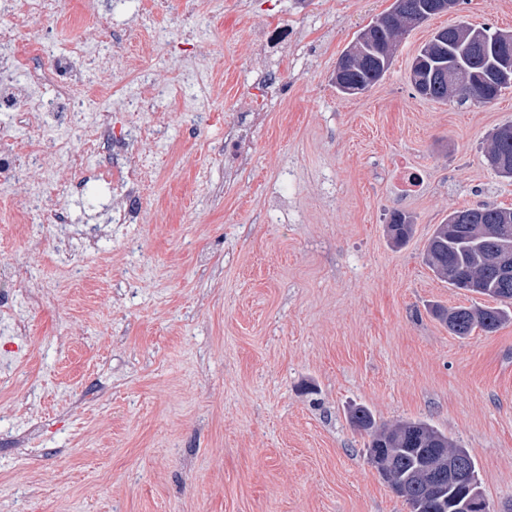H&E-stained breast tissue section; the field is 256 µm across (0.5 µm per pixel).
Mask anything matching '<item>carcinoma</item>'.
I'll return each instance as SVG.
<instances>
[{
  "label": "carcinoma",
  "mask_w": 512,
  "mask_h": 512,
  "mask_svg": "<svg viewBox=\"0 0 512 512\" xmlns=\"http://www.w3.org/2000/svg\"><path fill=\"white\" fill-rule=\"evenodd\" d=\"M384 25L373 31L372 36L362 32L355 44H366L351 64L343 84L336 90L343 95L352 94L356 88L368 89L386 74L383 61L375 51L377 41L394 43L407 31V20L391 10L380 15ZM472 24L461 20L440 30V38L431 39L421 51L430 56L429 70L424 74L431 86L429 99L448 100V88L439 83L444 71L453 67L460 73L488 72L498 57L496 34L500 30L483 26L487 40L479 55L463 51L458 44L457 30L470 28ZM501 88L487 80L463 90L460 99L477 104H487L497 98ZM502 154L512 157V140L492 135L487 151L488 161ZM502 208L477 206L474 208L475 223L450 224L448 221L436 225L424 253L425 262L432 272L460 288L462 283H474L483 288L482 295L493 298L499 306L471 305L451 309L441 308L437 316H446L445 324L458 337H466L480 328L487 333L497 331L512 320V279L503 283L494 275L486 273L481 265L483 253L496 245L499 237L512 238V224L500 227L498 213ZM389 237L401 244L412 233V224L403 214L396 213L386 225ZM351 424L367 433V452H379L387 460L388 468L380 475L397 496L403 498L409 512H468L464 508L469 500L486 502L481 488L477 462L470 452L448 439L443 432L424 420H410L392 426L377 424L371 410L365 406L353 408L349 416ZM437 455L450 460H463L467 464L468 477L461 484L445 482L434 490L427 475L428 464Z\"/></svg>",
  "instance_id": "cac0c4a2"
}]
</instances>
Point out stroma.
<instances>
[{
	"instance_id": "1",
	"label": "stroma",
	"mask_w": 512,
	"mask_h": 512,
	"mask_svg": "<svg viewBox=\"0 0 512 512\" xmlns=\"http://www.w3.org/2000/svg\"><path fill=\"white\" fill-rule=\"evenodd\" d=\"M60 2L99 28L102 51L172 81L147 109L112 104L113 124L161 131L133 150L137 223H106L90 184L60 195L68 224L52 234L41 212L17 217L26 190H0V512H408L368 460L355 405L448 435L475 458L490 512H512V322L451 334L434 305L489 299L424 261L452 211L512 208V179L486 160L512 125V87L442 103L409 80L457 16L405 34L384 78L346 96L330 75L394 0ZM461 15L512 32V0H467ZM273 20L288 44L262 58L252 34ZM187 23L193 41L155 48L156 31ZM74 40L47 18L15 48L40 43L30 65L44 69ZM265 66L280 73L266 96ZM7 81L42 103L36 154L54 163L61 136L80 150L86 120L64 123L54 83ZM396 211L414 220L399 247ZM90 224L103 233L85 252Z\"/></svg>"
}]
</instances>
